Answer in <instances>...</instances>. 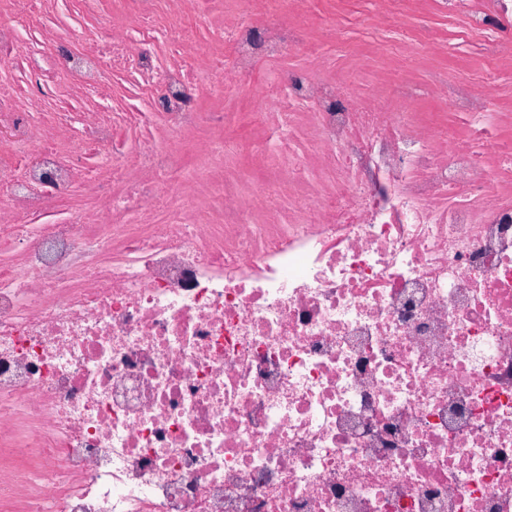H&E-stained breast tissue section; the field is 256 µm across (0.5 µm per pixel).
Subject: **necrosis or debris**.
<instances>
[{"label":"necrosis or debris","mask_w":512,"mask_h":512,"mask_svg":"<svg viewBox=\"0 0 512 512\" xmlns=\"http://www.w3.org/2000/svg\"><path fill=\"white\" fill-rule=\"evenodd\" d=\"M6 2L0 512H512V136L487 91L512 0H440L490 52L428 85L465 135L320 59L272 80L288 171L248 198L172 173L180 137L224 127L199 100L282 53L265 0L209 22L224 57L156 26L192 0L80 28ZM156 113L166 146L118 141Z\"/></svg>","instance_id":"4bbe7bcc"}]
</instances>
